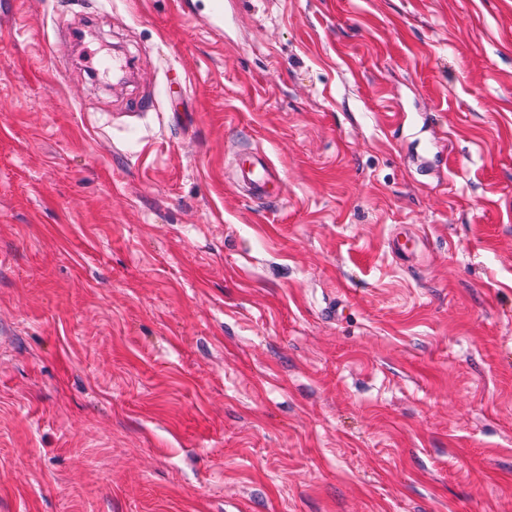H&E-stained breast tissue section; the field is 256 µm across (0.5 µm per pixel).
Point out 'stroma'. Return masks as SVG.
I'll use <instances>...</instances> for the list:
<instances>
[{
    "mask_svg": "<svg viewBox=\"0 0 512 512\" xmlns=\"http://www.w3.org/2000/svg\"><path fill=\"white\" fill-rule=\"evenodd\" d=\"M223 3L0 0V512H512V0ZM242 178L252 186L253 194L267 195L275 182L273 166L266 157H256V162L241 168Z\"/></svg>",
    "mask_w": 512,
    "mask_h": 512,
    "instance_id": "stroma-1",
    "label": "stroma"
}]
</instances>
